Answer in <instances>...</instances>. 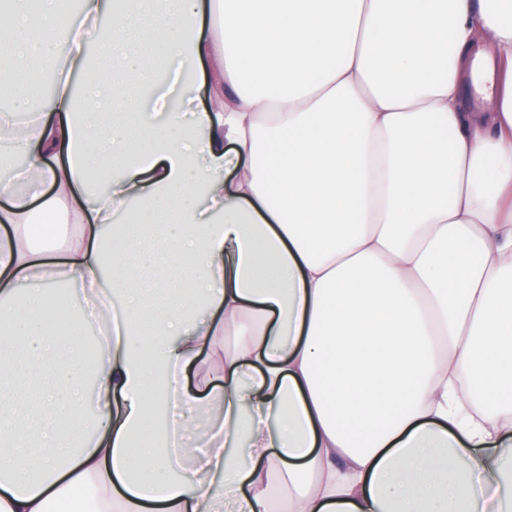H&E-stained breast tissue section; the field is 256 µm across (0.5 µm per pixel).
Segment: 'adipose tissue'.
Instances as JSON below:
<instances>
[{"label":"adipose tissue","mask_w":512,"mask_h":512,"mask_svg":"<svg viewBox=\"0 0 512 512\" xmlns=\"http://www.w3.org/2000/svg\"><path fill=\"white\" fill-rule=\"evenodd\" d=\"M156 2L0 0V512H512V0ZM177 67L184 66L186 74L191 73L192 78L197 81L196 83V101L194 104L195 108L201 109L206 105L207 99V85L204 84L203 70H207V65H203L195 62H177Z\"/></svg>","instance_id":"ef3b65f1"}]
</instances>
